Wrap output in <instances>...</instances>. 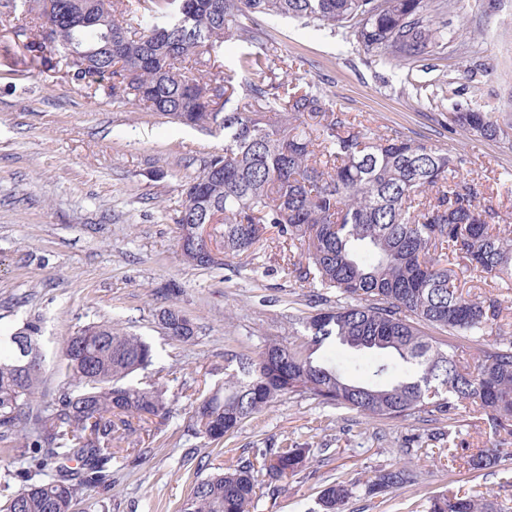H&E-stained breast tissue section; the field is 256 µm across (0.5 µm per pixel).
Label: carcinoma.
Returning a JSON list of instances; mask_svg holds the SVG:
<instances>
[{"instance_id": "obj_1", "label": "carcinoma", "mask_w": 512, "mask_h": 512, "mask_svg": "<svg viewBox=\"0 0 512 512\" xmlns=\"http://www.w3.org/2000/svg\"><path fill=\"white\" fill-rule=\"evenodd\" d=\"M8 4L39 20L36 33L25 23L14 30L33 58L87 49V73L112 77V89L171 122L224 133L223 152L183 189L182 251L191 248L184 232L213 220L224 226V261L197 267L219 268L243 255L257 260L272 227L288 252L282 272L316 288L321 302L336 296L335 305L303 319L304 344L271 342L255 357L230 354L227 363L236 367L225 369L224 386L197 398L196 434L219 441L291 394L392 422L419 413L451 422L469 404L492 429L512 433V337L491 338L502 301L491 290L464 293L450 268L461 261L481 280L512 279V224L500 222L483 184L459 175L460 157L423 140L378 135L315 93L267 80L263 70L245 88V101L233 106L234 87L205 60L228 42L253 40L251 24L260 14L349 28L384 61L416 57L446 40L425 17V0H137L135 27L116 15L114 0H50L48 14L45 0ZM455 120L484 138L500 132L497 120L477 109ZM160 322L179 341L195 334L175 306ZM425 327L484 339L481 363L461 368ZM17 336L28 340V353ZM41 336L37 321L0 334V442L21 457L45 447L56 465L38 469L36 480L4 464L0 512H76L78 490H110L114 434L134 418L169 413L164 386L129 381L151 366V345L102 321L67 337L70 388L37 417L40 426L22 432L43 382ZM326 343L372 355L365 378L351 379L314 358ZM310 452L285 442L259 453L260 467L281 481L307 470ZM510 459L512 443L504 441L467 454L465 463L481 471ZM254 471V462L240 455L224 471L196 478L178 512H250ZM16 478L20 489L12 487ZM416 478L389 463L368 482L367 497L378 508ZM351 496L346 483H331L319 491L313 512H347ZM426 512H497V504L474 490L436 496Z\"/></svg>"}]
</instances>
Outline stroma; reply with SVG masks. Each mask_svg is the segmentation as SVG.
I'll return each instance as SVG.
<instances>
[{
	"instance_id": "1",
	"label": "stroma",
	"mask_w": 512,
	"mask_h": 512,
	"mask_svg": "<svg viewBox=\"0 0 512 512\" xmlns=\"http://www.w3.org/2000/svg\"><path fill=\"white\" fill-rule=\"evenodd\" d=\"M427 3L448 44L410 61L369 56L346 29L259 15L253 41L226 43L215 65L240 94L254 78L242 60L260 53L268 76L317 93L329 109L463 157L460 175L482 182L501 217L512 218V0ZM14 24L0 17V330L40 322L44 409L67 382L64 339L112 321L151 343L147 375L166 384L171 409L115 453L111 490L98 505L81 499V512H178L198 463L218 468L228 455L286 441L310 448L312 471L280 481L273 496L269 477L256 471L261 492L251 512H311L318 491L336 480L353 488L348 512H370L365 486L389 463L417 480L379 512H413L433 495L473 490L512 512V460L476 474L459 458L496 440L468 406L451 427L426 414L390 425L291 395L222 442L196 435L192 404L223 384L227 353L299 343L311 288L281 273L273 230L259 249L265 266L244 257L225 268L188 264L177 243L183 185L222 151L223 134L167 122L119 96L111 81L72 79L64 54L33 59ZM476 106L498 116L505 134L486 139L451 122ZM173 305L194 324L190 341L171 339L159 323ZM430 433L437 439L427 449L412 444Z\"/></svg>"
}]
</instances>
